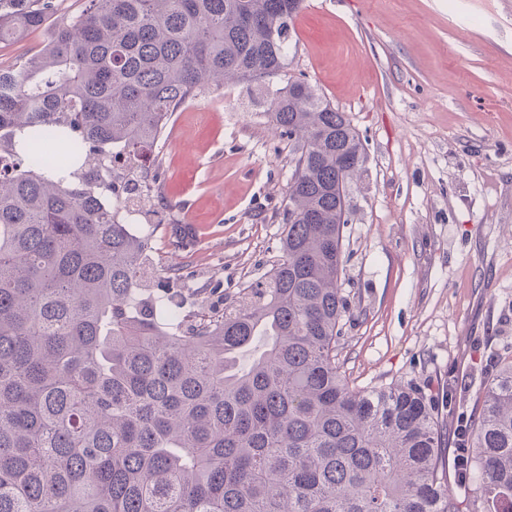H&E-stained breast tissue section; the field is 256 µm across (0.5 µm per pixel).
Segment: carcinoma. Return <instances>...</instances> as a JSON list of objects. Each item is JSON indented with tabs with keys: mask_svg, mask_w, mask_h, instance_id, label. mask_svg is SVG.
Returning a JSON list of instances; mask_svg holds the SVG:
<instances>
[{
	"mask_svg": "<svg viewBox=\"0 0 512 512\" xmlns=\"http://www.w3.org/2000/svg\"><path fill=\"white\" fill-rule=\"evenodd\" d=\"M0 69V512H460L434 403L350 384L342 162L359 134L306 81L271 97L296 138L281 259L221 312L141 300L148 256L119 208L205 91L288 66L289 0H87ZM51 0H0V42ZM250 353L249 364H239ZM469 512H512V359L471 421Z\"/></svg>",
	"mask_w": 512,
	"mask_h": 512,
	"instance_id": "obj_1",
	"label": "carcinoma"
}]
</instances>
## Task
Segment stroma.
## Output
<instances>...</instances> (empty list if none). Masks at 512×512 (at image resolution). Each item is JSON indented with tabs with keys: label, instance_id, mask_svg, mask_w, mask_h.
<instances>
[{
	"label": "stroma",
	"instance_id": "35a3bbf8",
	"mask_svg": "<svg viewBox=\"0 0 512 512\" xmlns=\"http://www.w3.org/2000/svg\"><path fill=\"white\" fill-rule=\"evenodd\" d=\"M359 133L338 363L359 387L415 383L444 436L512 357V0H304L288 50ZM231 83L173 112L124 219L149 234L142 286L187 309L236 299L281 255L295 139ZM196 240L173 245L174 227Z\"/></svg>",
	"mask_w": 512,
	"mask_h": 512
}]
</instances>
